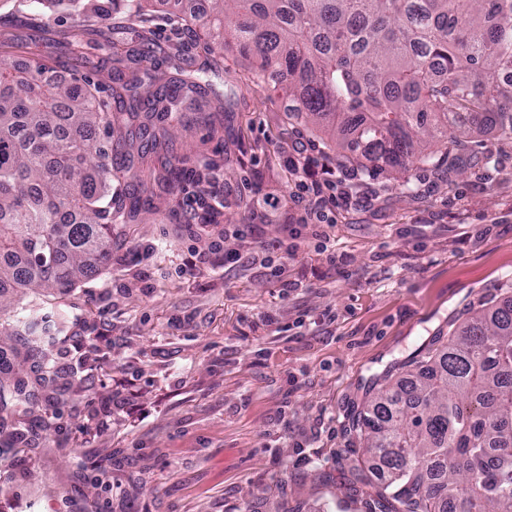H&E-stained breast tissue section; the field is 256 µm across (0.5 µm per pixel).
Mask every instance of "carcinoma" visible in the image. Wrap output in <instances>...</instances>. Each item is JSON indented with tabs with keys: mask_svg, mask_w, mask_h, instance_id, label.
Here are the masks:
<instances>
[{
	"mask_svg": "<svg viewBox=\"0 0 512 512\" xmlns=\"http://www.w3.org/2000/svg\"><path fill=\"white\" fill-rule=\"evenodd\" d=\"M203 49L232 48L258 62L259 82L280 73L307 123L330 128L335 148L375 158L394 173L432 147H458L496 129L512 139V0H205ZM140 92L139 77L58 82L48 67L0 58V289L64 293L108 265L112 225L141 210L112 180L150 167L146 149L118 142L123 162L102 159L122 115L171 121L207 106L202 69ZM27 302L15 335L29 353L60 340ZM349 467L376 512H512V300L477 312L428 350L408 380L385 379L351 420ZM380 459L373 481L365 463Z\"/></svg>",
	"mask_w": 512,
	"mask_h": 512,
	"instance_id": "obj_1",
	"label": "carcinoma"
}]
</instances>
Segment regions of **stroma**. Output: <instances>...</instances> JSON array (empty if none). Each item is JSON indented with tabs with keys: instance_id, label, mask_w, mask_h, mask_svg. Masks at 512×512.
<instances>
[{
	"instance_id": "obj_1",
	"label": "stroma",
	"mask_w": 512,
	"mask_h": 512,
	"mask_svg": "<svg viewBox=\"0 0 512 512\" xmlns=\"http://www.w3.org/2000/svg\"><path fill=\"white\" fill-rule=\"evenodd\" d=\"M196 0H155L140 14H93L38 0H0V57L40 59L109 91L118 61L102 33L119 23L158 52L202 67L201 27H174ZM211 109L170 128L148 212L112 227L108 267L66 293L46 292L40 315L66 310L65 339L46 346L56 374L36 404L0 408V512H368L347 466L350 418L385 373L405 374L429 346L482 308L512 298V142L496 134L436 147L393 180L378 160L337 174L354 205L337 206L328 244L317 222L290 236L295 180L286 161L306 149L341 164L329 135L283 107L289 83H255L228 52L210 70ZM235 202L219 223L188 215L185 192L207 168ZM241 260L190 269L193 248L221 228ZM298 255L272 276L278 243ZM343 258L331 264L328 252ZM0 311V380L37 363ZM54 412V426H38ZM105 465L92 472L82 455Z\"/></svg>"
}]
</instances>
